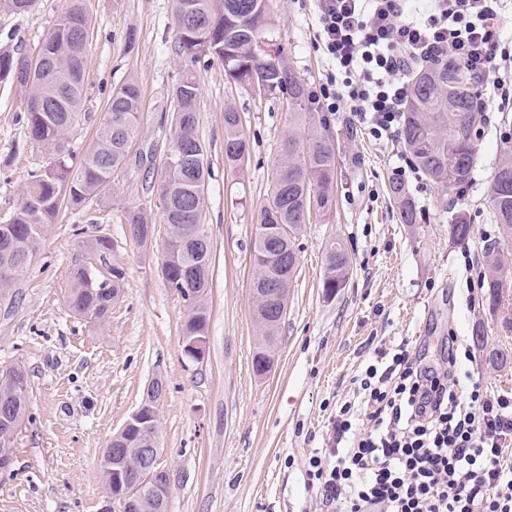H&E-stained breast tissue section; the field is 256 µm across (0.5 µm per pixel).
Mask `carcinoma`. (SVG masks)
<instances>
[{"instance_id":"1","label":"carcinoma","mask_w":512,"mask_h":512,"mask_svg":"<svg viewBox=\"0 0 512 512\" xmlns=\"http://www.w3.org/2000/svg\"><path fill=\"white\" fill-rule=\"evenodd\" d=\"M36 0H0V8L26 14ZM177 22L176 55L197 63L218 58L225 78L235 84L264 86L266 95H281L294 117L283 137L270 192L253 213L257 234L252 253L251 288L259 295L253 317L261 343L253 360L258 368L264 355L275 351L277 331L287 307L298 269L297 236L312 211L332 207L336 177V142L327 118L311 112L312 94L297 76L280 45L273 39L275 22L267 0H172ZM86 17L83 0H68V6L32 52L0 49V82L15 86L28 100L26 125L29 137L48 151L45 166L32 175L22 204L7 224H0V298L13 296L20 272L26 267L47 226L61 208L77 213L91 208L112 183V173L126 164L132 137L141 112V91L134 79L112 89L93 147L78 158L69 146L70 131L81 119L86 94ZM48 59L52 78L43 77L37 66ZM200 86L190 71L183 72L172 87L176 103L172 150L185 151V162L156 169L154 155L141 154L135 167L142 171L141 188L162 204L167 235L163 243L162 276L188 308L182 335L208 330L207 293L211 282L212 241L205 218L207 151L197 133V103ZM482 113L474 107V95L464 69L452 60L423 66L411 81L401 127L402 145L412 164L428 182L442 190L461 191L471 179L481 137ZM250 146L243 132L241 115L232 106L224 109V163L240 170L249 158ZM390 198L403 224L416 223V210L408 189L400 180L389 183ZM500 234L512 240V145L504 142L493 176L490 196ZM133 236L148 241V222L141 212L124 215ZM471 225L457 218L449 225L456 244L469 240ZM488 307L498 310L504 302L503 288L512 284V266L495 248L485 252ZM350 259L344 245L333 241L325 253L322 288L326 296L344 287ZM120 274L112 272L103 285L88 281L82 265L68 273L66 303L69 309L94 326H106L112 304L119 298ZM28 374L15 366L0 367V454L14 452L15 427L22 425L30 407ZM123 454L101 466L105 492L112 491V468L133 472L140 458L133 451L135 436L117 435L108 443ZM131 512H166V504L146 495L133 503Z\"/></svg>"}]
</instances>
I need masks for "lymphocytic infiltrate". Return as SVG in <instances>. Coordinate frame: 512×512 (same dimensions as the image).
I'll use <instances>...</instances> for the list:
<instances>
[{
	"instance_id": "lymphocytic-infiltrate-1",
	"label": "lymphocytic infiltrate",
	"mask_w": 512,
	"mask_h": 512,
	"mask_svg": "<svg viewBox=\"0 0 512 512\" xmlns=\"http://www.w3.org/2000/svg\"><path fill=\"white\" fill-rule=\"evenodd\" d=\"M319 48L338 70L314 97L329 112L349 107L377 139L395 140L411 76L452 59L488 101L512 109V0H316ZM456 336L442 367L400 346L369 364L351 403L331 420L332 446L307 476L337 512H512V393L461 386Z\"/></svg>"
}]
</instances>
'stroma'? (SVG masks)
Listing matches in <instances>:
<instances>
[{
  "mask_svg": "<svg viewBox=\"0 0 512 512\" xmlns=\"http://www.w3.org/2000/svg\"><path fill=\"white\" fill-rule=\"evenodd\" d=\"M67 0H38L26 14L0 10V45L33 50ZM276 38L310 89L331 66L317 45L314 0H268ZM93 34L87 47L84 114L70 140L94 144L112 89L135 77L142 111L131 152L153 150L164 161L173 134L172 86L186 69L200 84L198 134L207 147L205 222L213 241L210 321L203 361L183 351L188 309L162 275L166 226L157 196L142 192L133 166L116 170L87 216L61 209L18 276L15 302L0 300V367L24 365L32 403L15 444L10 472L0 474V512H110L100 462L110 438L136 410L145 386L162 377L161 468L171 474L168 512H332L309 487L308 459L327 448L336 405L356 401L353 379L375 351L406 344L434 359L448 335L471 347L458 369L489 392L512 391V296L500 310L483 302L484 253L502 250L490 204L495 165L512 139V110L490 113L479 159L464 197L416 173L400 174L401 143L375 140L351 112L328 114L336 141L332 209L312 213L298 239L297 278L290 290L270 374L257 376L260 335L254 321L250 255L253 211L271 188L282 137L285 100L264 98L228 82L219 60L189 65L174 51L172 0H85ZM243 119L250 158L242 171L224 163V106ZM27 100L0 83V224L22 202L47 154L30 139ZM407 184L419 212L401 223L389 196L391 179ZM151 221L147 245L134 240L124 211ZM471 224L468 242L448 235L457 216ZM109 239L104 272L119 270L121 294L102 329L74 315L64 293L70 268L89 242ZM338 241L350 258L349 278L335 296L322 288L325 247ZM485 323L484 346L472 330ZM509 357L489 362L492 352Z\"/></svg>",
  "mask_w": 512,
  "mask_h": 512,
  "instance_id": "stroma-1",
  "label": "stroma"
}]
</instances>
